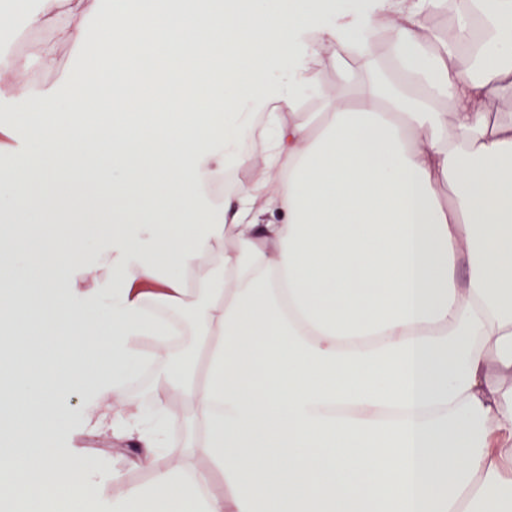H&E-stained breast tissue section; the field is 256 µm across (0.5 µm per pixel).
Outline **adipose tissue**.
I'll use <instances>...</instances> for the list:
<instances>
[{
    "mask_svg": "<svg viewBox=\"0 0 512 512\" xmlns=\"http://www.w3.org/2000/svg\"><path fill=\"white\" fill-rule=\"evenodd\" d=\"M490 5L448 37L423 24L446 0H10L0 27L53 37L0 66L29 87L0 97V512H512V0ZM380 30L396 80L352 93ZM310 93L317 131L281 116ZM147 357L151 417L125 390ZM75 394L149 455L203 428L207 468L112 495L54 440Z\"/></svg>",
    "mask_w": 512,
    "mask_h": 512,
    "instance_id": "adipose-tissue-1",
    "label": "adipose tissue"
}]
</instances>
